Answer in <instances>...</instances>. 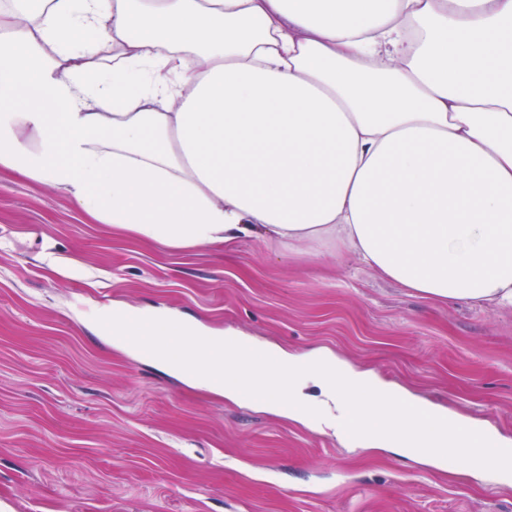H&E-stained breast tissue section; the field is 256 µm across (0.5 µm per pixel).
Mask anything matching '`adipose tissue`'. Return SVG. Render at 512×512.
<instances>
[{"label":"adipose tissue","instance_id":"ef3b65f1","mask_svg":"<svg viewBox=\"0 0 512 512\" xmlns=\"http://www.w3.org/2000/svg\"><path fill=\"white\" fill-rule=\"evenodd\" d=\"M4 103L0 172L97 222L512 306V0H10Z\"/></svg>","mask_w":512,"mask_h":512}]
</instances>
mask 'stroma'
Masks as SVG:
<instances>
[{
    "label": "stroma",
    "instance_id": "1",
    "mask_svg": "<svg viewBox=\"0 0 512 512\" xmlns=\"http://www.w3.org/2000/svg\"><path fill=\"white\" fill-rule=\"evenodd\" d=\"M329 243L172 250L0 175V512H512V479L216 395L110 310L333 355L512 439V309L436 302Z\"/></svg>",
    "mask_w": 512,
    "mask_h": 512
}]
</instances>
